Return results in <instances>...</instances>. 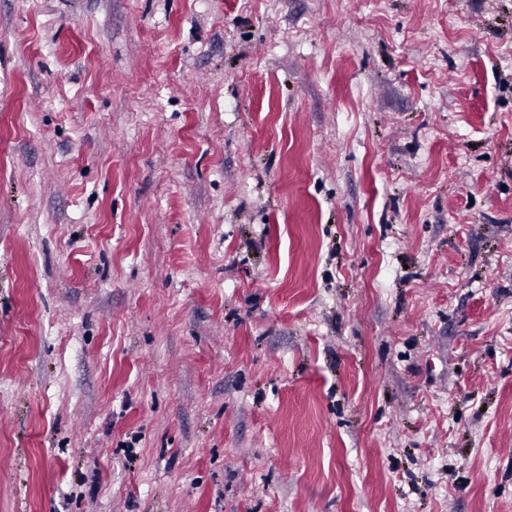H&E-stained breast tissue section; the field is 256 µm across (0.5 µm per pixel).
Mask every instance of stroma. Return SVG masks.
<instances>
[{
	"label": "stroma",
	"mask_w": 512,
	"mask_h": 512,
	"mask_svg": "<svg viewBox=\"0 0 512 512\" xmlns=\"http://www.w3.org/2000/svg\"><path fill=\"white\" fill-rule=\"evenodd\" d=\"M0 512H512V0H0Z\"/></svg>",
	"instance_id": "obj_1"
}]
</instances>
